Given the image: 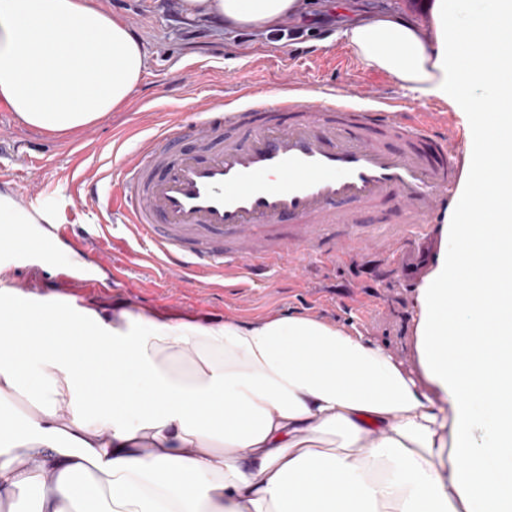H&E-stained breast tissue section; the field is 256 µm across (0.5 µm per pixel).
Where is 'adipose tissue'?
I'll return each instance as SVG.
<instances>
[{
    "label": "adipose tissue",
    "instance_id": "ef3b65f1",
    "mask_svg": "<svg viewBox=\"0 0 512 512\" xmlns=\"http://www.w3.org/2000/svg\"><path fill=\"white\" fill-rule=\"evenodd\" d=\"M463 7L434 0L426 30L389 11L343 32L414 98L478 116L450 245L418 290L415 369L306 315L105 318L1 288L0 512H512V0H487L477 26ZM302 8L181 2L244 29ZM146 68L93 0H0V104L24 127L88 129Z\"/></svg>",
    "mask_w": 512,
    "mask_h": 512
}]
</instances>
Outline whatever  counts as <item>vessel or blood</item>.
I'll return each mask as SVG.
<instances>
[{"mask_svg":"<svg viewBox=\"0 0 512 512\" xmlns=\"http://www.w3.org/2000/svg\"><path fill=\"white\" fill-rule=\"evenodd\" d=\"M288 69L272 98L241 85L221 107L178 114L121 155L107 191L91 180L74 192L72 210L100 204L169 276L203 286L293 276L308 259L404 261L408 243L433 256L430 224L464 159L452 124L371 87L305 103L304 72Z\"/></svg>","mask_w":512,"mask_h":512,"instance_id":"b4317fda","label":"vessel or blood"}]
</instances>
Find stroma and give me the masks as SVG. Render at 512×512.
Here are the masks:
<instances>
[{"mask_svg": "<svg viewBox=\"0 0 512 512\" xmlns=\"http://www.w3.org/2000/svg\"><path fill=\"white\" fill-rule=\"evenodd\" d=\"M434 0H306L301 15L292 25L306 28L303 39L290 46L274 42L264 30L215 28L200 19L185 18L178 5L159 7L157 0H95L102 10L125 19L148 55L146 73L131 100L110 113L92 129L94 141L82 162L68 155L69 146L80 143L83 133L59 136L20 126L13 113L0 106V185L8 188L32 181L48 188L42 207L56 214L59 222L76 220L94 232L97 212L70 215L64 195L73 191L86 175L113 174V149H131L138 139L155 133L173 112H188L204 102L219 103L239 83L254 90L275 94L285 78L288 63L309 69L313 76L303 94L305 101L320 99L324 86L349 85L353 81L382 91L397 88V81L384 71L359 65L357 75L333 61L312 63L309 47H345L341 32L347 22L375 12L399 11L421 27H429ZM331 11L335 24H316L318 13ZM122 226L112 227L103 246L116 260L126 262L125 278L100 274L97 280L70 283L61 277V264L72 261L96 268L102 256L79 251L57 241L43 246L38 255L0 271V285L32 294L41 302L58 304L76 301L101 316L130 309L161 315L174 321L194 320L218 325L232 318L251 323L272 316L305 314L357 331L385 347L407 366H415V313L417 287L373 274L355 275L352 265L308 263L306 278L297 282L281 275L266 278L253 287L238 289L234 281L219 288H203L183 277L177 287H167L160 273L130 257L123 241ZM344 290L348 286L368 289L371 299L364 313L341 303L310 301L307 285Z\"/></svg>", "mask_w": 512, "mask_h": 512, "instance_id": "stroma-1", "label": "stroma"}]
</instances>
